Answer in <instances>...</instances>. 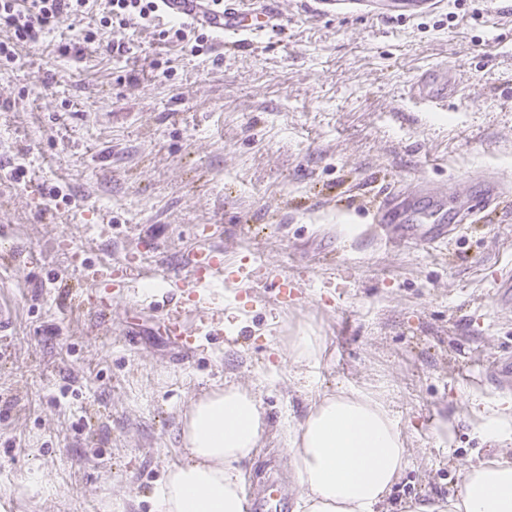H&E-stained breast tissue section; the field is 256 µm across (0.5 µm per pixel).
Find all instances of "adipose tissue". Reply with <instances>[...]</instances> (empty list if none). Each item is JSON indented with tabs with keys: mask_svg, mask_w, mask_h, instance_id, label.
I'll list each match as a JSON object with an SVG mask.
<instances>
[{
	"mask_svg": "<svg viewBox=\"0 0 512 512\" xmlns=\"http://www.w3.org/2000/svg\"><path fill=\"white\" fill-rule=\"evenodd\" d=\"M262 431L258 401L245 389L192 402L182 428L189 460L169 470L156 512H245L239 464ZM288 443L299 463V512H376L406 464L397 424L371 392L323 396ZM447 512H512V461L466 470Z\"/></svg>",
	"mask_w": 512,
	"mask_h": 512,
	"instance_id": "1",
	"label": "adipose tissue"
}]
</instances>
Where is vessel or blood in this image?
Masks as SVG:
<instances>
[{
	"instance_id": "1",
	"label": "vessel or blood",
	"mask_w": 512,
	"mask_h": 512,
	"mask_svg": "<svg viewBox=\"0 0 512 512\" xmlns=\"http://www.w3.org/2000/svg\"><path fill=\"white\" fill-rule=\"evenodd\" d=\"M165 16L189 19L209 27L226 37L250 35L278 27L280 19L269 0H255L251 8H244L243 0H224L214 5L213 0H162ZM455 78L450 71L433 69L423 74L411 87L412 96L420 102L437 105L448 98ZM373 222L383 236H391L395 224L406 225L409 239L434 249L446 247L450 234L459 232V225L450 223L442 197L431 187L415 191L396 189L387 193L373 207ZM188 274L175 280L178 288H198L223 279L224 254L216 248L195 251L186 262ZM238 283H252L253 276L245 267L230 273ZM82 276L88 285L78 300L93 314L105 317L112 311V268L85 267ZM185 304L169 298L161 311L165 330L184 348L186 354L197 349L195 333L188 330ZM485 378L500 389L512 387V356L497 357L487 362Z\"/></svg>"
}]
</instances>
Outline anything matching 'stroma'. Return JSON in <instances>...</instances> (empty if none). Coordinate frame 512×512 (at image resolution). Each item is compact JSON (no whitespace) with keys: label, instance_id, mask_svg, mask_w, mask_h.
Instances as JSON below:
<instances>
[{"label":"stroma","instance_id":"obj_1","mask_svg":"<svg viewBox=\"0 0 512 512\" xmlns=\"http://www.w3.org/2000/svg\"><path fill=\"white\" fill-rule=\"evenodd\" d=\"M281 29L197 54L131 26L124 57L86 44L95 16L62 23L0 68V512H154L186 459L185 410L228 384L255 392L265 431L244 487L301 493L287 433L323 395H383L407 463L383 512L454 497L467 467L512 456L484 441L487 414L512 420V391L481 374L512 354V305L492 280L512 261V196L477 203V179L512 183V0H440L431 13L322 15L277 0ZM458 74L446 102L409 95L435 66ZM22 158L14 182L3 166ZM430 185L470 224L441 250L374 238L373 198ZM288 275L296 297L227 281L188 306L231 314L191 357L165 333L168 289L186 257ZM123 263L112 313L76 306L82 268ZM318 336L317 362L288 339Z\"/></svg>","mask_w":512,"mask_h":512}]
</instances>
